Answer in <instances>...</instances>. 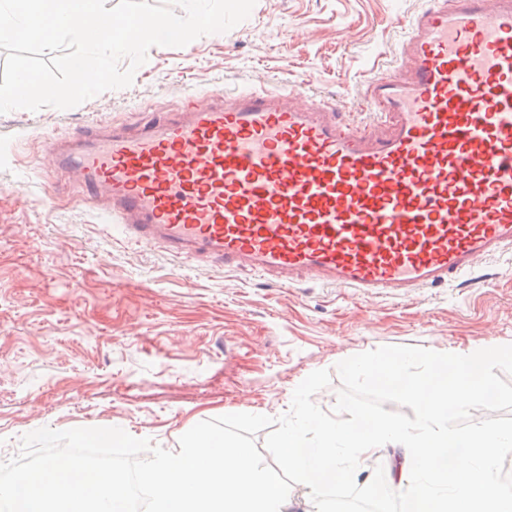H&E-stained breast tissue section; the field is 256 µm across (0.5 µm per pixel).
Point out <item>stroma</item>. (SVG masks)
Wrapping results in <instances>:
<instances>
[{
  "label": "stroma",
  "instance_id": "1",
  "mask_svg": "<svg viewBox=\"0 0 512 512\" xmlns=\"http://www.w3.org/2000/svg\"><path fill=\"white\" fill-rule=\"evenodd\" d=\"M427 3L257 0L227 32L150 48L129 87L0 114V461L42 427H119L175 452L199 422L281 416L316 370L333 373L313 397L332 411L337 363L362 352L512 344V251L480 263L475 283L404 299L288 287L126 246L45 153L91 124L133 126L221 86L309 92L369 122L374 78L399 65L401 22Z\"/></svg>",
  "mask_w": 512,
  "mask_h": 512
}]
</instances>
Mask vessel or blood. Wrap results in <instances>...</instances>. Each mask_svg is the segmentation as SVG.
<instances>
[{"mask_svg":"<svg viewBox=\"0 0 512 512\" xmlns=\"http://www.w3.org/2000/svg\"><path fill=\"white\" fill-rule=\"evenodd\" d=\"M379 126L249 86L49 143L123 236L229 271L402 298L512 251V0H430Z\"/></svg>","mask_w":512,"mask_h":512,"instance_id":"vessel-or-blood-1","label":"vessel or blood"}]
</instances>
